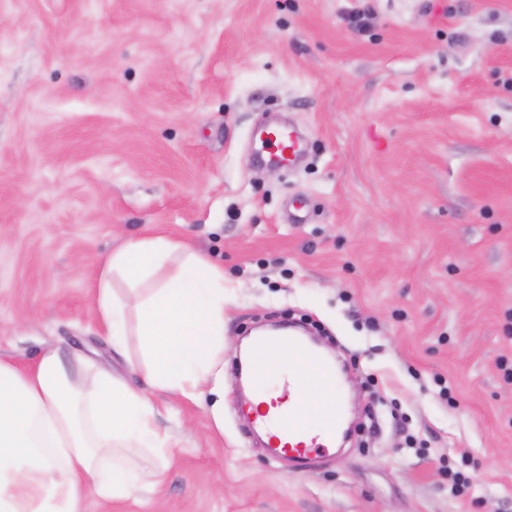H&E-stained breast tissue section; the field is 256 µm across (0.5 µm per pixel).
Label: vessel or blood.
<instances>
[{
  "label": "vessel or blood",
  "instance_id": "obj_1",
  "mask_svg": "<svg viewBox=\"0 0 512 512\" xmlns=\"http://www.w3.org/2000/svg\"><path fill=\"white\" fill-rule=\"evenodd\" d=\"M259 140L263 158L270 164H289L304 152L300 140L292 132L279 127H266ZM258 346L262 352L277 351L286 356L291 371L283 382L279 395L271 402L273 415L266 419H253L252 425L263 429L273 424L279 426L284 437L292 442L288 449L289 455L303 458L310 451L305 439L311 427L308 422L296 417L294 409L301 404L303 386L307 383L323 386L331 398H338L339 391L332 368L301 337L292 334L262 339Z\"/></svg>",
  "mask_w": 512,
  "mask_h": 512
}]
</instances>
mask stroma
I'll use <instances>...</instances> for the list:
<instances>
[{
    "mask_svg": "<svg viewBox=\"0 0 512 512\" xmlns=\"http://www.w3.org/2000/svg\"><path fill=\"white\" fill-rule=\"evenodd\" d=\"M273 118L296 169L252 159ZM149 236L224 267V422L150 391L162 481L87 512H512V0H0V359L149 391L93 315ZM268 322L345 375L301 468L244 427Z\"/></svg>",
    "mask_w": 512,
    "mask_h": 512,
    "instance_id": "35a3bbf8",
    "label": "stroma"
}]
</instances>
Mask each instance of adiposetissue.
<instances>
[{"mask_svg":"<svg viewBox=\"0 0 512 512\" xmlns=\"http://www.w3.org/2000/svg\"><path fill=\"white\" fill-rule=\"evenodd\" d=\"M176 254L174 274L145 288ZM116 276L127 296L113 288ZM93 306L116 351L136 332L141 359L129 369L149 389L197 401L223 394V266L163 236L131 239L105 258ZM156 415L147 391L89 366L70 375L56 351L27 372L0 359V512H85V489L120 500L158 484L173 442ZM125 448L145 449L161 464L131 466Z\"/></svg>","mask_w":512,"mask_h":512,"instance_id":"ef3b65f1","label":"adipose tissue"}]
</instances>
